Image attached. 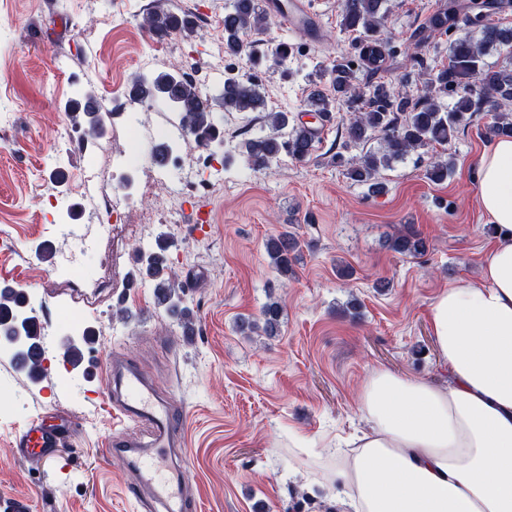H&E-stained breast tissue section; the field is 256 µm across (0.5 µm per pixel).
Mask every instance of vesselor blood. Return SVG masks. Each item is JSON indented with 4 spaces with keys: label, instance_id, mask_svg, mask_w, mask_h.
Segmentation results:
<instances>
[{
    "label": "vessel or blood",
    "instance_id": "1",
    "mask_svg": "<svg viewBox=\"0 0 512 512\" xmlns=\"http://www.w3.org/2000/svg\"><path fill=\"white\" fill-rule=\"evenodd\" d=\"M266 11L289 34L308 42L320 39L323 21L313 0H265ZM114 384L112 404L129 423L147 426L146 444L130 442L125 431H115L110 452L124 458L130 476L127 490L135 499L151 496L161 512H186L189 497L185 490H172L159 470L161 461L175 455L181 446L184 417L168 402L157 400L140 372L129 365L111 363ZM75 437L72 421L64 416L43 412L27 421L16 433L14 452L23 458L44 462L56 458L59 448Z\"/></svg>",
    "mask_w": 512,
    "mask_h": 512
}]
</instances>
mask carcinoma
<instances>
[{"label": "carcinoma", "mask_w": 512, "mask_h": 512, "mask_svg": "<svg viewBox=\"0 0 512 512\" xmlns=\"http://www.w3.org/2000/svg\"><path fill=\"white\" fill-rule=\"evenodd\" d=\"M504 9L512 6V0H448V3L432 13L425 25L410 35L414 48L418 49L432 37L458 27L460 20L480 26L482 38L473 39L464 34L454 40L450 48L448 65L431 69L430 78L420 94L390 89L383 83L371 86L369 96H364L356 86V71L350 64L338 61L328 71L331 93H313L308 106L315 113L325 115L335 102L352 104L362 102V107L350 113L344 124V144H360L376 133L382 140L381 149L368 151L358 158L347 161V175L357 183L369 187L375 195L385 191L383 183L376 181L379 169L388 167L412 152L433 145L447 146L456 133L466 127L477 112H495L496 121L488 127L487 136L512 138V113L506 106L512 104V65L489 66L484 61L487 50L499 45L512 47V28L488 26L483 23V10L488 6ZM388 8L385 0H341L342 30L364 34L359 42V56L366 75L374 77L385 69V41L382 28ZM268 18L256 0H230L224 9V53L236 56L244 49V37L263 30ZM143 27L153 35L165 36L188 29V20L166 9L162 0L146 13ZM454 99L450 105L442 102L443 96ZM132 97L152 99L162 97L174 104L181 113V122L198 146L208 145L220 137L212 122L211 104L195 83L186 80L178 72H160L148 80L139 78L132 86ZM224 110L231 112H257L264 106V96L250 80L229 77L224 80L222 92ZM72 111L83 115L86 137L100 133L101 122L96 98L86 97L76 102ZM269 132L245 142L248 163L263 168L277 159L281 153L296 160H306L315 150L317 130L305 123L292 124L286 112H267L262 116ZM453 163L437 160L428 165L427 178L434 182L448 179ZM297 240L284 231L269 237L265 250L277 278L286 279L294 274L293 259ZM390 248L399 254L422 256L427 243L411 227L393 237ZM185 285L170 278L156 284L158 304L166 311L189 325L185 309L180 307ZM26 297L14 291H0V337H16L23 340L21 352L28 353L41 346L40 335L33 327L37 320L28 316L18 319ZM282 307L274 299L262 307L260 318L243 320L239 330L247 335L262 332L272 335L280 326Z\"/></svg>", "instance_id": "cac0c4a2"}]
</instances>
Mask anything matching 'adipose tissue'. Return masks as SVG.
<instances>
[{
	"mask_svg": "<svg viewBox=\"0 0 512 512\" xmlns=\"http://www.w3.org/2000/svg\"><path fill=\"white\" fill-rule=\"evenodd\" d=\"M478 180L494 249L478 281L431 306L448 380L371 374L368 430L331 451L339 512H512V139L482 155Z\"/></svg>",
	"mask_w": 512,
	"mask_h": 512,
	"instance_id": "ef3b65f1",
	"label": "adipose tissue"
}]
</instances>
